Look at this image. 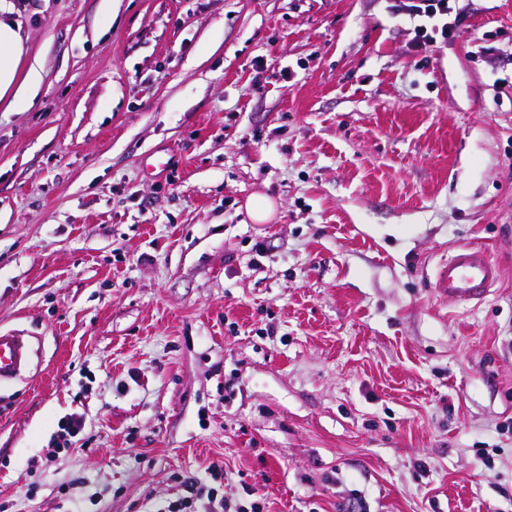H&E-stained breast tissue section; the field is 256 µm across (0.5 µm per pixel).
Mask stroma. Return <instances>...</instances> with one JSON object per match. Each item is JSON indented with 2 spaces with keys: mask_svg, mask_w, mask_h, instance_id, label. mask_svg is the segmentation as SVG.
<instances>
[{
  "mask_svg": "<svg viewBox=\"0 0 512 512\" xmlns=\"http://www.w3.org/2000/svg\"><path fill=\"white\" fill-rule=\"evenodd\" d=\"M394 2L0 0L41 74L0 106V331L34 348L0 512H158L192 477L512 512V0H448L431 52ZM464 245L500 268L479 303L433 287Z\"/></svg>",
  "mask_w": 512,
  "mask_h": 512,
  "instance_id": "obj_1",
  "label": "stroma"
}]
</instances>
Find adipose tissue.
I'll return each instance as SVG.
<instances>
[{
  "mask_svg": "<svg viewBox=\"0 0 512 512\" xmlns=\"http://www.w3.org/2000/svg\"><path fill=\"white\" fill-rule=\"evenodd\" d=\"M24 52V37L19 23L10 19L0 18V103L8 107H32L33 98L23 96L17 84L18 67ZM26 81L34 83L39 79L37 71H29L23 76Z\"/></svg>",
  "mask_w": 512,
  "mask_h": 512,
  "instance_id": "obj_1",
  "label": "adipose tissue"
}]
</instances>
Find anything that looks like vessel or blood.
<instances>
[{
	"label": "vessel or blood",
	"mask_w": 512,
	"mask_h": 512,
	"mask_svg": "<svg viewBox=\"0 0 512 512\" xmlns=\"http://www.w3.org/2000/svg\"><path fill=\"white\" fill-rule=\"evenodd\" d=\"M498 277L499 268L485 250L462 246L437 266L434 288L461 303L480 301L490 294ZM29 356L30 346L23 336L0 332V387L19 376Z\"/></svg>",
	"instance_id": "obj_1"
}]
</instances>
